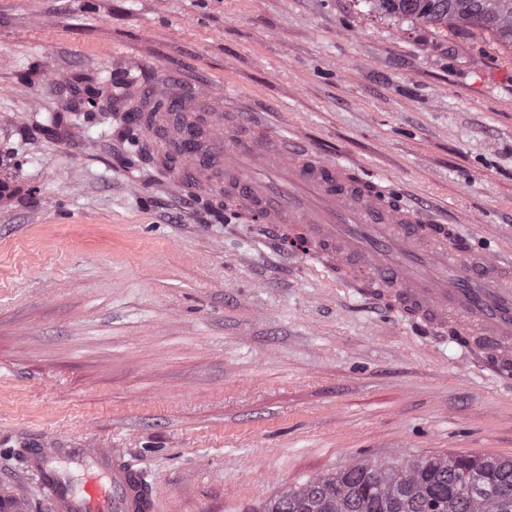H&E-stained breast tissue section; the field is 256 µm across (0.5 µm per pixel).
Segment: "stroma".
<instances>
[{
    "label": "stroma",
    "mask_w": 512,
    "mask_h": 512,
    "mask_svg": "<svg viewBox=\"0 0 512 512\" xmlns=\"http://www.w3.org/2000/svg\"><path fill=\"white\" fill-rule=\"evenodd\" d=\"M141 68L512 257V49L370 0H0V494L32 435L120 448L159 512H260L365 459L512 457V385L211 195L79 93Z\"/></svg>",
    "instance_id": "35a3bbf8"
}]
</instances>
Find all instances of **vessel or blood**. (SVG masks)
<instances>
[{"instance_id": "vessel-or-blood-1", "label": "vessel or blood", "mask_w": 512, "mask_h": 512, "mask_svg": "<svg viewBox=\"0 0 512 512\" xmlns=\"http://www.w3.org/2000/svg\"><path fill=\"white\" fill-rule=\"evenodd\" d=\"M134 97L163 101L187 124L169 131L180 152L170 183L224 181L256 224L290 230L304 261L388 307L424 335L461 337L471 360L512 380V265L496 252L460 245L448 225L397 204L392 187L367 181L301 141L268 132L240 134L218 101L186 91L179 77L125 78ZM52 512H158L145 474L116 448L33 442L28 454ZM88 468L93 483L73 490L70 466Z\"/></svg>"}]
</instances>
